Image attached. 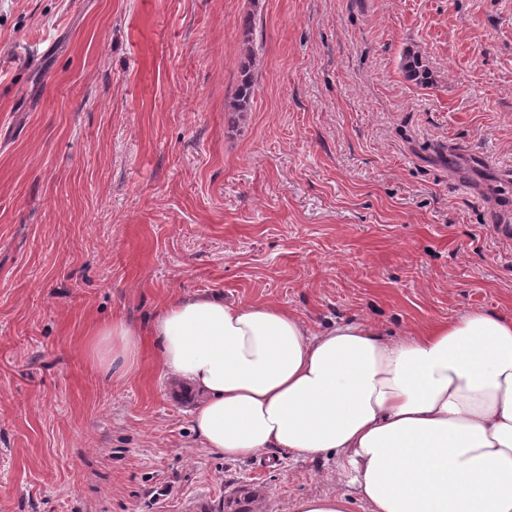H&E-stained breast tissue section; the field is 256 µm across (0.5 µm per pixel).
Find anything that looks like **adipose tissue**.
I'll use <instances>...</instances> for the list:
<instances>
[{"instance_id":"obj_1","label":"adipose tissue","mask_w":512,"mask_h":512,"mask_svg":"<svg viewBox=\"0 0 512 512\" xmlns=\"http://www.w3.org/2000/svg\"><path fill=\"white\" fill-rule=\"evenodd\" d=\"M153 337L167 375L196 391L193 426L228 459L273 448L335 461L336 492L293 512H512V318L475 311L384 338L313 329L270 304L179 297L147 330L95 325L87 355L121 380Z\"/></svg>"}]
</instances>
